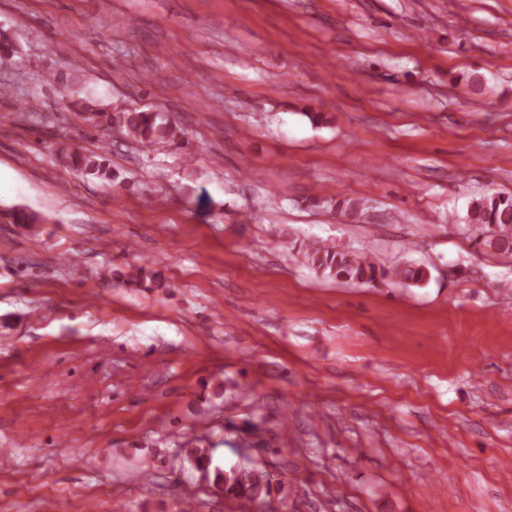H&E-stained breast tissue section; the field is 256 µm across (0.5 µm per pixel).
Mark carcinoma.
Instances as JSON below:
<instances>
[{
  "label": "carcinoma",
  "mask_w": 512,
  "mask_h": 512,
  "mask_svg": "<svg viewBox=\"0 0 512 512\" xmlns=\"http://www.w3.org/2000/svg\"><path fill=\"white\" fill-rule=\"evenodd\" d=\"M127 137L148 149L177 136L178 129L168 123L159 112H123L117 119ZM98 154L76 153L75 165L86 171H103ZM0 217L10 224H42L44 218L23 206L0 210ZM466 223L479 234H487L484 243L501 254L512 255V195L486 196L471 203ZM300 251L307 265L323 276L343 282L370 283L375 280L376 268L369 260L357 253L338 251L321 241L301 244ZM427 277L426 270L412 265L396 267L391 278L404 285L418 284ZM184 452L198 468L213 471L214 487L237 498L256 502L269 494L270 480L264 474L253 473L247 468L225 471L211 467L210 454L202 448H186Z\"/></svg>",
  "instance_id": "obj_1"
}]
</instances>
